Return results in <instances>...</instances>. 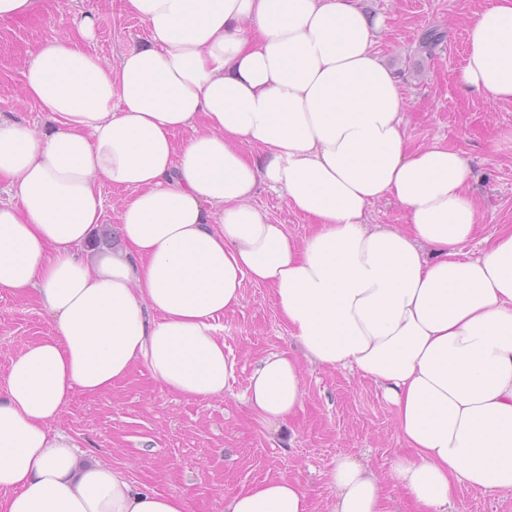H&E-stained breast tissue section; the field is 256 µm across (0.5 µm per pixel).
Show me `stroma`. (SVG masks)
I'll use <instances>...</instances> for the list:
<instances>
[{
  "instance_id": "obj_1",
  "label": "stroma",
  "mask_w": 512,
  "mask_h": 512,
  "mask_svg": "<svg viewBox=\"0 0 512 512\" xmlns=\"http://www.w3.org/2000/svg\"><path fill=\"white\" fill-rule=\"evenodd\" d=\"M96 2V37L89 52L118 58L147 40L146 24L126 0H50L34 17L0 20V114L29 127H44L42 112L25 100L22 70L39 46L69 36L89 2ZM484 0H358L369 22H382L374 49L399 79L410 148L440 140L472 162L471 194L481 236L512 228V103H494L464 90L458 80L468 51L467 28ZM443 31L433 51L420 46L426 29ZM295 238L311 218L291 210L275 192L254 199ZM243 300L225 313L224 343L237 361L230 390L219 399L186 400L168 393L143 366L95 397L75 394L54 429L74 437L89 457L121 469L135 484L185 496L188 512H224L225 491L266 477L286 475L307 491L310 512H329L334 493L327 471L337 457L368 464L384 481L401 512H415L402 490L389 484L399 437L392 405L358 372L302 363V408L283 436L268 432L241 401L256 360L270 351L294 349L277 317L268 289L244 282ZM49 316L37 296H0V377L27 343L44 336ZM455 512H512V495L460 486Z\"/></svg>"
}]
</instances>
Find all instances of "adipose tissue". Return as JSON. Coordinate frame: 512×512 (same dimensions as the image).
I'll return each instance as SVG.
<instances>
[{"mask_svg":"<svg viewBox=\"0 0 512 512\" xmlns=\"http://www.w3.org/2000/svg\"><path fill=\"white\" fill-rule=\"evenodd\" d=\"M149 31L112 62L85 48L94 11L23 71L46 131L0 116V295L37 294L49 332L0 379V512H188L51 430L72 396L144 365L172 395L223 397L222 317L268 288L300 344L256 362L245 404L273 434L302 407L300 358L355 369L395 408L389 478L417 512L456 484L512 493V231L477 256L474 171L443 142L409 149L396 75L355 0H127ZM460 81L512 102V0L467 29ZM189 131L177 143L180 131ZM131 191L119 242L93 253L100 183ZM309 217L292 237L261 186ZM394 198L406 228L372 224ZM331 512H398L369 465L337 458ZM224 512H310L289 476L226 491Z\"/></svg>","mask_w":512,"mask_h":512,"instance_id":"ef3b65f1","label":"adipose tissue"}]
</instances>
